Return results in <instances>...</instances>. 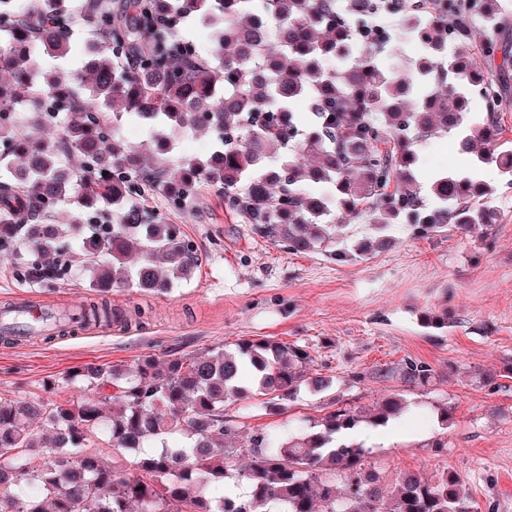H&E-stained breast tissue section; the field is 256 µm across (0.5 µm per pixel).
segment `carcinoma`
Returning <instances> with one entry per match:
<instances>
[{
  "mask_svg": "<svg viewBox=\"0 0 512 512\" xmlns=\"http://www.w3.org/2000/svg\"><path fill=\"white\" fill-rule=\"evenodd\" d=\"M379 9L395 19L397 42L417 44L413 67L354 41L352 25ZM476 11L497 31L509 21L492 0H347L343 9L334 0H81L77 8L0 0V257L20 284L38 288L55 287L74 262L89 266L84 320L128 324L142 312L113 307L112 289L168 293L200 265L178 225L143 211L144 183L180 207L216 187L226 210L274 244L338 260L389 242L394 224L422 237L490 226L493 190L470 170L439 171L426 190L419 179V145L454 131L474 166L491 163L512 182L500 83L463 50ZM188 17L211 31L206 56L175 51ZM75 19L94 37L82 70L33 63L36 54L68 61L75 42L64 23ZM485 53L501 54L500 74L512 75V47L493 40ZM474 96L486 103L483 119L469 112ZM308 97L309 118L296 111ZM22 103L31 111L16 121ZM122 111L147 125L150 139L130 144L111 133ZM186 128L210 133L215 147L172 168L170 150ZM63 202L83 225L76 237L50 223ZM103 206L119 218L105 230L91 222ZM338 211L372 225L377 241L345 248L344 225L331 219ZM310 362L299 345L240 339L129 369L87 365L64 379L95 392L79 404L0 400V512H132L133 504L224 512L227 498L241 500L236 512H477L452 471L433 479L402 471L389 486L366 480L371 451L349 435L363 422L355 407L294 436L250 433L224 418V403L252 388L277 412L303 384L328 391L330 379L308 376ZM395 372L410 387L432 378L415 360L376 374ZM108 388L114 393L102 394ZM109 400L118 411L108 416ZM406 407L391 393L371 423ZM177 433L186 440L169 441ZM105 446L127 452L133 473L106 463Z\"/></svg>",
  "mask_w": 512,
  "mask_h": 512,
  "instance_id": "obj_1",
  "label": "carcinoma"
}]
</instances>
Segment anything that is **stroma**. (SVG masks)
<instances>
[{
    "label": "stroma",
    "mask_w": 512,
    "mask_h": 512,
    "mask_svg": "<svg viewBox=\"0 0 512 512\" xmlns=\"http://www.w3.org/2000/svg\"><path fill=\"white\" fill-rule=\"evenodd\" d=\"M453 135L421 147L422 182L439 170L470 166ZM497 220L468 234L416 237L393 227L389 248L345 261L325 251L292 254L224 208L219 190L206 186L182 208L146 191L151 219L180 225L201 264L171 294L133 288L111 293L113 306L140 308L139 327L93 329L66 338L0 341V398L38 399L58 387L60 399L88 396L65 377L90 363L133 365L169 354L198 353L240 339L265 337L307 346L310 374L332 380L327 392L301 388L281 413L261 408L260 397L228 402L224 412L244 429L294 434L336 405L366 410L391 393L408 410L390 425L361 424L357 438L372 451L368 469L381 483L408 470L428 476L457 473L480 512H512V191L499 172L484 175ZM89 269L74 266L54 290L29 288L0 261V305L44 301L76 306L87 296ZM447 313L448 325L425 328L426 313ZM429 364L426 387L375 379L372 371L407 360ZM365 380H356V373ZM450 420L439 423L440 405ZM446 447H436L437 439Z\"/></svg>",
    "instance_id": "35a3bbf8"
}]
</instances>
